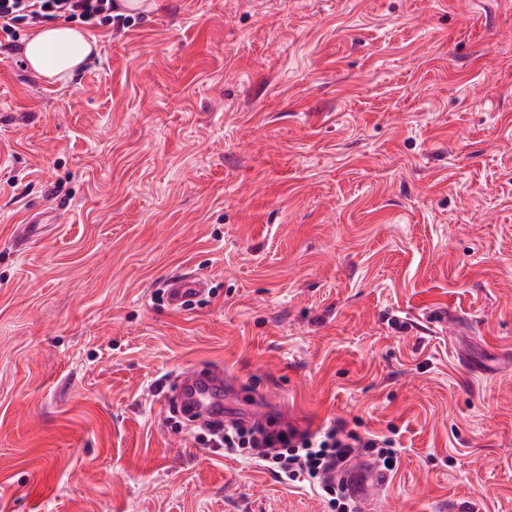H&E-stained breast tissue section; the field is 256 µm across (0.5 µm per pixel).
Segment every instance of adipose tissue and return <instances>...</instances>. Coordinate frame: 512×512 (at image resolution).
Returning a JSON list of instances; mask_svg holds the SVG:
<instances>
[{"instance_id": "ef3b65f1", "label": "adipose tissue", "mask_w": 512, "mask_h": 512, "mask_svg": "<svg viewBox=\"0 0 512 512\" xmlns=\"http://www.w3.org/2000/svg\"><path fill=\"white\" fill-rule=\"evenodd\" d=\"M97 48L94 38L71 24H43L26 39L23 54L29 67L53 83H65L82 68Z\"/></svg>"}]
</instances>
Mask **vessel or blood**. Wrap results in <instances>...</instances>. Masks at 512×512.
Here are the masks:
<instances>
[{
    "label": "vessel or blood",
    "mask_w": 512,
    "mask_h": 512,
    "mask_svg": "<svg viewBox=\"0 0 512 512\" xmlns=\"http://www.w3.org/2000/svg\"><path fill=\"white\" fill-rule=\"evenodd\" d=\"M205 290L206 283L199 277L184 275L174 278L167 291V303L172 309H184ZM175 380L180 390L179 399L192 411L197 424L205 426L218 420L223 412V368L211 366L202 370L187 366L178 372ZM341 478L359 512H369L371 506L380 501L387 483L381 471L361 459L344 470Z\"/></svg>",
    "instance_id": "1"
}]
</instances>
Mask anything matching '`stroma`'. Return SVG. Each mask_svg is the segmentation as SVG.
Segmentation results:
<instances>
[{"instance_id": "1", "label": "stroma", "mask_w": 512, "mask_h": 512, "mask_svg": "<svg viewBox=\"0 0 512 512\" xmlns=\"http://www.w3.org/2000/svg\"><path fill=\"white\" fill-rule=\"evenodd\" d=\"M0 46V512H330L166 403L395 441L383 512H512V0H159ZM207 293L170 311L171 277ZM97 50V43L82 28L45 23L26 39L23 54L29 67L53 83H67ZM175 380L180 390L179 399L192 411L197 424L206 426L219 421L223 412V368L210 366L200 370L196 366H187L178 372Z\"/></svg>"}]
</instances>
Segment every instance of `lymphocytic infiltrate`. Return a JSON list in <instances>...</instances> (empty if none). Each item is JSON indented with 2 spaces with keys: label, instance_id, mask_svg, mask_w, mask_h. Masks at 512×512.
<instances>
[{
  "label": "lymphocytic infiltrate",
  "instance_id": "1",
  "mask_svg": "<svg viewBox=\"0 0 512 512\" xmlns=\"http://www.w3.org/2000/svg\"><path fill=\"white\" fill-rule=\"evenodd\" d=\"M51 18L94 26L128 25L116 13L114 0H0V38L16 40L20 25ZM212 445L228 454L248 453L281 481L315 489L327 498L331 512H356L345 487L331 476L332 470L344 469L356 449H363L386 470L396 465L393 439H363L337 425L316 434L273 433L234 425L216 433Z\"/></svg>",
  "mask_w": 512,
  "mask_h": 512
}]
</instances>
